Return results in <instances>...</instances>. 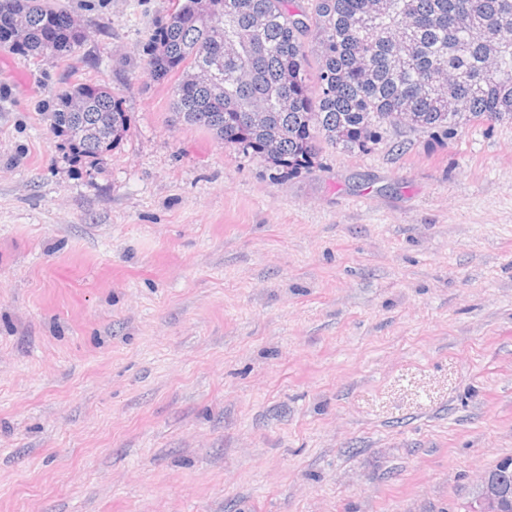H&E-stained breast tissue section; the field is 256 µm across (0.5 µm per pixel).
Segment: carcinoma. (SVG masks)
Masks as SVG:
<instances>
[{"instance_id":"1","label":"carcinoma","mask_w":512,"mask_h":512,"mask_svg":"<svg viewBox=\"0 0 512 512\" xmlns=\"http://www.w3.org/2000/svg\"><path fill=\"white\" fill-rule=\"evenodd\" d=\"M172 0L148 62L172 88L180 122L288 175L310 170L320 144L366 151L400 124L448 133L512 123V0ZM7 46L37 59L75 53L85 33L50 0H0ZM318 86L308 84L310 56ZM248 112L266 121L250 125ZM128 123L106 86L69 83L51 131L95 160Z\"/></svg>"}]
</instances>
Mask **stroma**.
<instances>
[{
    "instance_id": "obj_1",
    "label": "stroma",
    "mask_w": 512,
    "mask_h": 512,
    "mask_svg": "<svg viewBox=\"0 0 512 512\" xmlns=\"http://www.w3.org/2000/svg\"><path fill=\"white\" fill-rule=\"evenodd\" d=\"M0 46V512H460L512 456V124L278 175L175 121L170 0ZM122 140L77 160L68 83ZM75 98L81 100L78 112L69 109ZM110 118L108 132L98 129L104 115ZM51 131L62 137L73 155L96 160L119 143L126 130L128 117L115 94L106 86L69 83L56 94V108L50 113Z\"/></svg>"
}]
</instances>
